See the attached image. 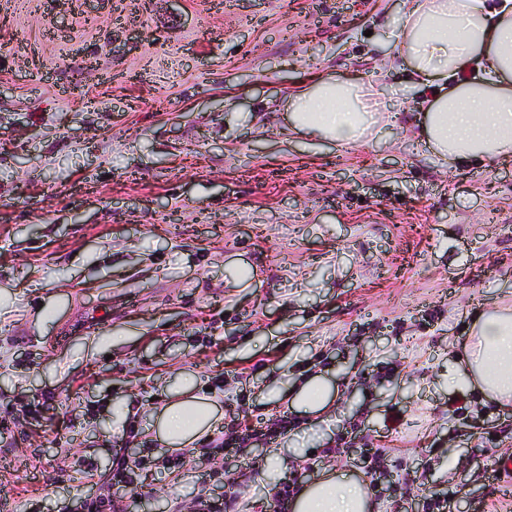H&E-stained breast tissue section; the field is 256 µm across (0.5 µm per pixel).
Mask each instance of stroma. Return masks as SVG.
I'll return each mask as SVG.
<instances>
[{"mask_svg": "<svg viewBox=\"0 0 512 512\" xmlns=\"http://www.w3.org/2000/svg\"><path fill=\"white\" fill-rule=\"evenodd\" d=\"M406 0H0V499L72 512L183 373L231 418L295 427L113 487L118 512L272 495L377 448L381 512L493 492L512 408L452 377L474 312L512 303V163L443 169L393 46ZM377 81L378 141L290 132L314 73ZM337 385L313 425L282 401ZM286 465L270 466L272 452Z\"/></svg>", "mask_w": 512, "mask_h": 512, "instance_id": "1", "label": "stroma"}]
</instances>
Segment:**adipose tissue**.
I'll list each match as a JSON object with an SVG mask.
<instances>
[{
    "label": "adipose tissue",
    "mask_w": 512,
    "mask_h": 512,
    "mask_svg": "<svg viewBox=\"0 0 512 512\" xmlns=\"http://www.w3.org/2000/svg\"><path fill=\"white\" fill-rule=\"evenodd\" d=\"M427 93L415 117L422 140L441 166L496 164L512 159V0H410L394 45ZM372 82L331 75L312 77L288 100L296 133L341 145L379 135L392 121L370 103ZM463 374L486 399L512 404V307L474 316L463 345ZM290 405L322 415L333 400L330 384L315 374L290 388ZM218 407L213 395L190 384L152 418L154 440L182 447L208 431ZM364 483L323 471L290 503L292 512H371Z\"/></svg>",
    "instance_id": "ef3b65f1"
}]
</instances>
